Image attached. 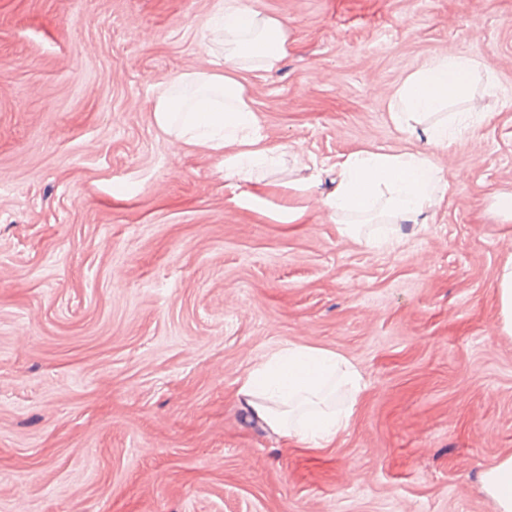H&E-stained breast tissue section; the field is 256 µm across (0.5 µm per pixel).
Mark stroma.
Instances as JSON below:
<instances>
[{"label": "stroma", "mask_w": 512, "mask_h": 512, "mask_svg": "<svg viewBox=\"0 0 512 512\" xmlns=\"http://www.w3.org/2000/svg\"><path fill=\"white\" fill-rule=\"evenodd\" d=\"M219 2L0 0V512H497L512 0H252L288 24L279 66L242 75L285 152L255 203L153 112L206 68ZM451 51L489 119L434 154L452 191L426 223L370 248L377 225L342 234L320 202L332 164L423 149L389 103ZM287 344L363 376L331 447L284 444L237 395Z\"/></svg>", "instance_id": "obj_1"}]
</instances>
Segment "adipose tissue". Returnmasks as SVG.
Wrapping results in <instances>:
<instances>
[{"label": "adipose tissue", "mask_w": 512, "mask_h": 512, "mask_svg": "<svg viewBox=\"0 0 512 512\" xmlns=\"http://www.w3.org/2000/svg\"><path fill=\"white\" fill-rule=\"evenodd\" d=\"M205 52L223 59L220 71L204 69L180 75L157 94L153 111L160 129L188 144L224 155V179L255 201L246 186L257 170L278 164L281 153L268 145L238 72L270 70L286 55L283 22L248 5L221 0L207 25ZM476 61L461 53L431 60L410 73L394 92L390 118L403 131L420 129L425 150L388 153L362 150L338 156L336 184L323 200L332 216L343 217L342 233L359 235V218L395 224H422L451 189L431 149L449 141L479 119L478 102L469 111H449V103L467 97ZM362 376L334 352L291 344L271 353L242 380L238 393L250 410L284 441L300 448L334 443L350 423L352 407H336L337 390L357 394ZM483 492L498 512H512V454L481 475Z\"/></svg>", "instance_id": "obj_1"}]
</instances>
